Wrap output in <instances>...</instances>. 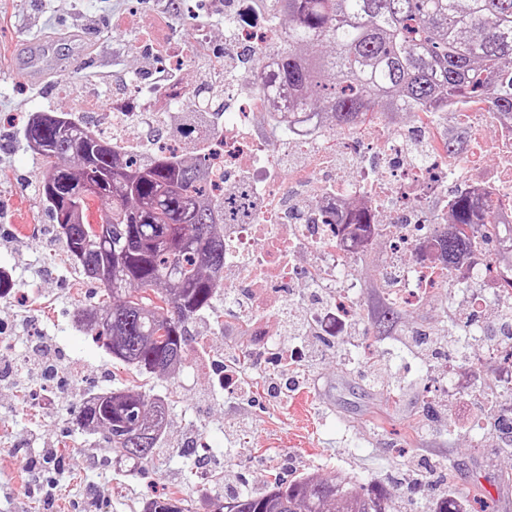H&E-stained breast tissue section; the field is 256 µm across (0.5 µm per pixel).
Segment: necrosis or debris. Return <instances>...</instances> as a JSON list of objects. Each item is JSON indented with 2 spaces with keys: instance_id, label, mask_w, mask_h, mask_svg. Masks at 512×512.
Masks as SVG:
<instances>
[{
  "instance_id": "1",
  "label": "necrosis or debris",
  "mask_w": 512,
  "mask_h": 512,
  "mask_svg": "<svg viewBox=\"0 0 512 512\" xmlns=\"http://www.w3.org/2000/svg\"><path fill=\"white\" fill-rule=\"evenodd\" d=\"M224 12L233 39L216 65L228 71L226 116L217 128H201L198 142L206 150L209 178L228 193L248 189L255 202L250 221L224 226L228 255L222 278L225 290L244 302L234 313L240 332L268 335V322L288 307L283 289L311 280L332 302L330 310L314 314L320 329L355 319L358 283L351 265L379 242L385 259L378 277L394 306L415 308L452 278L479 280L499 303H512V269L499 260L512 253V235L476 249L452 271L435 246V225L421 219L429 192L458 183L491 204L497 223H512V116L465 99L449 100L444 113L420 112L406 120L387 112L372 124L345 128L332 126L322 114H282L260 91L256 71L229 63L245 51L274 63L270 47L280 38L277 25L261 0H225ZM212 40L211 30L201 26L191 46L164 55L163 69L180 74L176 82L134 75L124 96L106 100L92 93L91 103L101 106L97 130L115 131V145L125 152L159 109L199 104L183 75L185 61L189 50H204ZM460 115L471 142L454 160L439 128L445 118ZM300 151L302 166L288 169L286 158ZM356 208L368 211V228L341 225Z\"/></svg>"
}]
</instances>
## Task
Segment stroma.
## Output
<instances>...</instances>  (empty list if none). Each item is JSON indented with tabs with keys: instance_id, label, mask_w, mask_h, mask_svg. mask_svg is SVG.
<instances>
[{
	"instance_id": "stroma-1",
	"label": "stroma",
	"mask_w": 512,
	"mask_h": 512,
	"mask_svg": "<svg viewBox=\"0 0 512 512\" xmlns=\"http://www.w3.org/2000/svg\"><path fill=\"white\" fill-rule=\"evenodd\" d=\"M165 0H0V268L17 288L0 298V512H140L145 499L173 490L195 500L199 489L222 496L215 477L232 471L242 493H259L272 475H336L379 485L401 497L402 512H424L430 489L447 483L462 506L487 502L490 512H512V447L496 441L491 413L512 409V391L497 382L499 350L475 342V378L454 390L441 364L448 339L444 321L466 316L462 293L412 310L387 308L376 269L383 248L353 267L361 325L341 345L310 335L317 361L301 368L302 383L281 402L254 384L245 403L213 386L187 365L167 377L145 378L112 359L74 322L78 308L98 301V289L76 271L38 194L40 164L22 136L15 113L69 112L56 86L107 90L117 96L133 72L157 77L154 42L192 40L194 28L213 33L212 52L224 49L223 18H207L198 0L168 15ZM44 44L67 67L38 80L16 68L33 45ZM189 353L245 359L253 339L227 336L210 318L196 324ZM54 362L62 378L54 402H36L42 369ZM138 386L179 401L153 462L132 472L115 468L119 448L101 434L78 429L85 399L117 387ZM54 470L47 488L36 474ZM422 471L428 491L406 499L404 477Z\"/></svg>"
}]
</instances>
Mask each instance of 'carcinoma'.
Instances as JSON below:
<instances>
[{
    "instance_id": "1",
    "label": "carcinoma",
    "mask_w": 512,
    "mask_h": 512,
    "mask_svg": "<svg viewBox=\"0 0 512 512\" xmlns=\"http://www.w3.org/2000/svg\"><path fill=\"white\" fill-rule=\"evenodd\" d=\"M281 30L279 62L259 69L260 90L281 110L311 107L335 125L374 112H435L451 97L490 100L512 112V0H264ZM40 158L39 193L71 263L102 286L107 300L82 308L76 324L103 341L112 358L140 376L182 365L193 327L209 311L224 270V214L247 213L204 181V158L164 152L139 159L115 150L69 112H35L23 127ZM108 184L95 198H71L88 176ZM103 205L106 210L95 208ZM480 198L457 194L440 235L456 264L477 249L470 225ZM138 388L98 393L77 425L102 433L130 469L150 462L171 414ZM383 491L334 476L273 478L258 495L218 500L216 512H382ZM144 512H193L168 491Z\"/></svg>"
}]
</instances>
